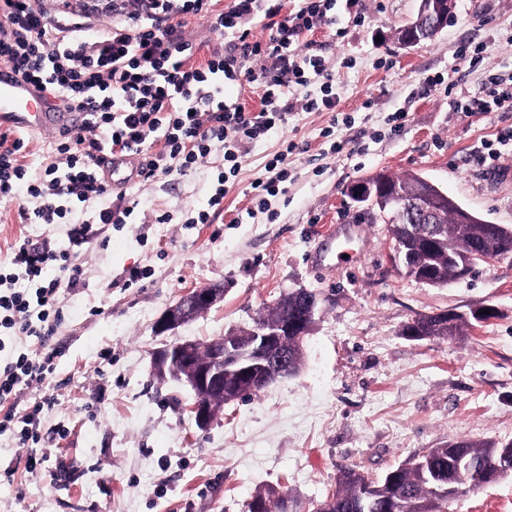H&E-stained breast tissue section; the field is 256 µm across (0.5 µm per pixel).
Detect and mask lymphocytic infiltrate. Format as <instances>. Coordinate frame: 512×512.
<instances>
[{
    "label": "lymphocytic infiltrate",
    "mask_w": 512,
    "mask_h": 512,
    "mask_svg": "<svg viewBox=\"0 0 512 512\" xmlns=\"http://www.w3.org/2000/svg\"><path fill=\"white\" fill-rule=\"evenodd\" d=\"M112 0V23L97 28V4L83 11H47L36 0H0V64L13 66L25 79L53 98H62L85 115L79 134H62L55 152L38 174H31L24 136L0 132V199L14 198L18 188L37 198L35 210H20L25 224H53L71 205L99 204L88 220L72 225L69 246L29 239L14 247L0 274V328L35 337V353L6 355L0 338V433L18 427L21 445L40 439L41 415L52 407L42 397L25 414L14 403L24 390L42 387L55 371L58 349L47 341L61 321L62 289L78 288V257L96 224L129 223L137 202L113 194L99 177L94 159L101 150L126 155L137 150L148 180L195 167L222 146L228 172L219 173L207 211L224 207L231 175L237 174L243 140H255L285 124L290 112L333 111L336 97L321 55L300 53L295 46L308 32L327 24L335 0H299L284 12L283 0ZM205 20L222 39L205 63L193 65L194 47L185 37L188 19ZM264 20L266 40L251 37V26ZM257 84L261 108L251 112L224 94L239 81ZM319 92H312V85ZM459 112L512 110V82L489 76L478 92L456 97ZM54 266L59 277L44 276Z\"/></svg>",
    "instance_id": "obj_1"
}]
</instances>
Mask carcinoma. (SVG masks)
Instances as JSON below:
<instances>
[{"instance_id": "carcinoma-1", "label": "carcinoma", "mask_w": 512, "mask_h": 512, "mask_svg": "<svg viewBox=\"0 0 512 512\" xmlns=\"http://www.w3.org/2000/svg\"><path fill=\"white\" fill-rule=\"evenodd\" d=\"M458 205L455 198H450L448 209L440 216L444 244L431 259L433 286H445L457 280V263L465 254L477 248L490 257L505 251L512 252V227L489 223L458 224ZM307 311L305 299L292 296L288 298V308L275 305L268 321L273 322L284 315L301 319ZM418 319L428 323L432 339L455 338L462 335L467 327L458 318L451 323H444L430 315H420ZM502 450L503 447L494 442L477 444L467 440L442 448H431L372 481L375 490L366 503L360 496V486L365 482V476L348 468L338 476L336 490L314 505L312 512H448V499L435 495L432 480L451 479L464 491L484 486V480L454 470L453 461L457 457L473 456L492 465L497 462ZM254 499L264 503L265 512H280V505L287 501L286 496L273 488L257 492Z\"/></svg>"}]
</instances>
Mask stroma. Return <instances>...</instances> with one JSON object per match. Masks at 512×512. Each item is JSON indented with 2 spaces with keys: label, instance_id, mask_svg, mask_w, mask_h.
<instances>
[{
  "label": "stroma",
  "instance_id": "1",
  "mask_svg": "<svg viewBox=\"0 0 512 512\" xmlns=\"http://www.w3.org/2000/svg\"><path fill=\"white\" fill-rule=\"evenodd\" d=\"M420 0H363L354 23L348 0L336 22L311 38L332 74L334 112H294L282 127L244 143L240 170L210 224L206 209L223 152L179 174L125 187L138 200L132 223L101 224L79 262L80 288L63 291L52 343L56 370L39 394L45 457L24 470L26 449L0 434V512H244L272 486L309 507L334 491L341 469L371 478L414 454L460 440L512 441V260L478 264L443 288L409 277L391 258L386 224L358 223L362 262L317 268L310 254L329 226L353 222L361 205L348 186L379 172L420 174L481 219L512 226V156L489 169L473 156L512 129L511 112L468 116L450 99L480 89L488 73L512 78V0H456L434 39L401 47L397 32ZM487 45L483 63L458 57ZM439 77L426 87V78ZM405 114L393 124L395 111ZM334 127L332 138L323 129ZM282 192L259 201L252 187L286 143ZM27 193L0 201V263L23 239L68 246L73 208L62 224H24ZM143 270L138 282L130 269ZM220 286L224 299L185 325L157 334L164 311L192 288ZM306 289L319 304L299 374L226 405L206 429L189 412L196 393L151 371L154 349L174 341L207 344L268 317L285 292ZM491 305L496 318L453 340H414L421 314L469 313ZM449 512H512V476L463 493Z\"/></svg>",
  "mask_w": 512,
  "mask_h": 512
}]
</instances>
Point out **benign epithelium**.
<instances>
[{
  "label": "benign epithelium",
  "instance_id": "benign-epithelium-1",
  "mask_svg": "<svg viewBox=\"0 0 512 512\" xmlns=\"http://www.w3.org/2000/svg\"><path fill=\"white\" fill-rule=\"evenodd\" d=\"M351 197L358 203L370 206L379 201L377 193L363 181L349 188ZM396 209L392 223L430 221L427 205L418 198H407L399 190L394 191ZM393 259L410 276L422 273V268L410 264L405 243L393 240ZM224 300L221 287L195 288L184 294L166 309L155 324L156 332L163 334L193 320L197 314ZM310 326L283 317L275 325L256 323L249 328L229 332L213 344L207 362L194 358L193 341H177L164 345L152 353L155 375L170 377L186 384L197 394L191 408L197 427L206 429L215 419L218 408L216 399L235 400L247 393L258 392L271 383L292 375L288 368V339L303 345ZM455 467L477 475L486 482H494L512 472V448L504 451L495 468L488 467L481 459L460 457Z\"/></svg>",
  "mask_w": 512,
  "mask_h": 512
}]
</instances>
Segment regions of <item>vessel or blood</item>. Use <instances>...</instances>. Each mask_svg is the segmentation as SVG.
I'll return each instance as SVG.
<instances>
[{"instance_id": "b4317fda", "label": "vessel or blood", "mask_w": 512, "mask_h": 512, "mask_svg": "<svg viewBox=\"0 0 512 512\" xmlns=\"http://www.w3.org/2000/svg\"><path fill=\"white\" fill-rule=\"evenodd\" d=\"M81 112L72 111L58 99L46 98L17 75L13 68L0 65V127H19L33 133L56 135L78 130ZM96 169L103 180L118 187L136 176L130 158L101 155Z\"/></svg>"}]
</instances>
